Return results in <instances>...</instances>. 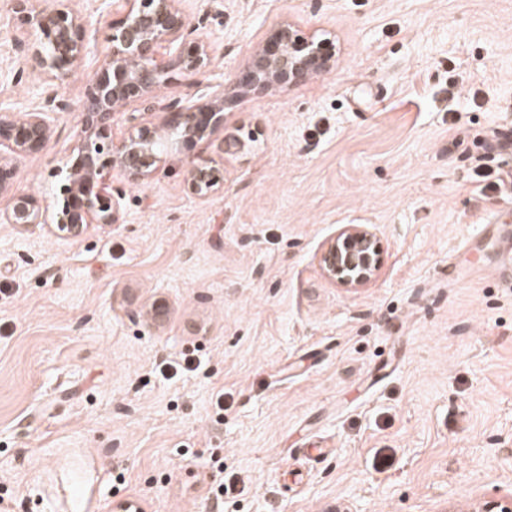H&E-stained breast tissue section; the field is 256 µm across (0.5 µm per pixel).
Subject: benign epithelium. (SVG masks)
I'll return each instance as SVG.
<instances>
[{
    "mask_svg": "<svg viewBox=\"0 0 512 512\" xmlns=\"http://www.w3.org/2000/svg\"><path fill=\"white\" fill-rule=\"evenodd\" d=\"M71 0H55L50 9L38 0H13L21 24L39 33L18 44L26 66L46 80L41 107L18 118L0 108V195L16 175L14 161L42 153L52 138L49 114L66 103L59 91L76 73L86 50V22ZM181 0H112L116 18L100 70L88 81L81 108L78 141L65 165L64 203L51 210L34 194L13 195L0 221L28 227L52 224L61 238H75L95 224H118L122 195L112 192L116 169L135 185L147 184L168 158L187 142H206L224 124L230 92L206 83L210 44L197 35L179 6ZM336 47L327 38L305 34L284 22L260 44L233 85V91L279 93L336 68ZM193 78L182 97L158 94L176 75ZM131 107L127 133L114 139L112 116ZM151 114L153 121L142 120ZM185 184L193 196L207 199L224 189L215 166L181 159ZM326 276L345 287L371 282L379 271L377 234L364 224H347L321 255Z\"/></svg>",
    "mask_w": 512,
    "mask_h": 512,
    "instance_id": "benign-epithelium-1",
    "label": "benign epithelium"
}]
</instances>
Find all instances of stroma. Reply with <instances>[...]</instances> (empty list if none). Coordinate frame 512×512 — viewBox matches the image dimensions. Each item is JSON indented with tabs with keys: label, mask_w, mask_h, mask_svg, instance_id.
Returning <instances> with one entry per match:
<instances>
[{
	"label": "stroma",
	"mask_w": 512,
	"mask_h": 512,
	"mask_svg": "<svg viewBox=\"0 0 512 512\" xmlns=\"http://www.w3.org/2000/svg\"><path fill=\"white\" fill-rule=\"evenodd\" d=\"M88 49L67 111L12 193L63 203L59 170L103 63L112 0H73ZM232 87L283 20L334 40L333 72L249 92L199 162L113 175L122 219L60 239L0 223V502L9 512H485L512 490V279L486 273L512 158V0H182ZM21 23L0 0V107L21 114ZM242 154L217 147L229 128ZM484 233H477L478 224ZM372 226L366 287L328 280L324 243ZM188 354L193 372L168 376ZM223 409H216V400ZM97 462L96 471L83 466ZM234 482L216 501V472ZM180 161L186 171L185 184L187 190L193 196L207 199L220 190H224V179L219 168L199 164L190 156H185Z\"/></svg>",
	"instance_id": "1"
}]
</instances>
